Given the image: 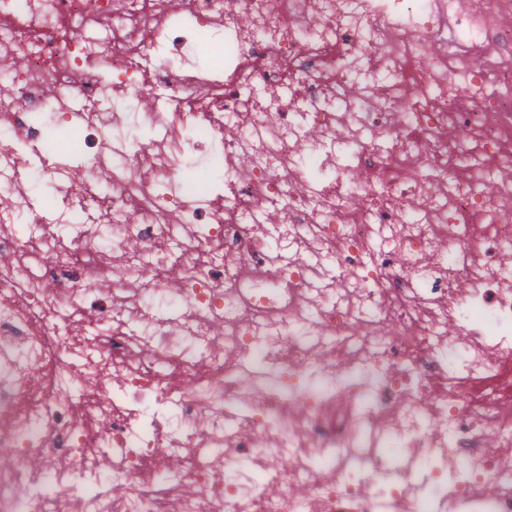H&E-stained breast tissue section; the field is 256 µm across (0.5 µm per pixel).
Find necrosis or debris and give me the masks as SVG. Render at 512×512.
<instances>
[{"label": "necrosis or debris", "mask_w": 512, "mask_h": 512, "mask_svg": "<svg viewBox=\"0 0 512 512\" xmlns=\"http://www.w3.org/2000/svg\"><path fill=\"white\" fill-rule=\"evenodd\" d=\"M511 17L0 0V512H512ZM203 31L224 60L206 73ZM51 84L83 108L58 101L59 123L122 149L99 144L62 199L90 223L51 234L32 210L21 236ZM200 133L224 162L206 199L172 190Z\"/></svg>", "instance_id": "1"}]
</instances>
